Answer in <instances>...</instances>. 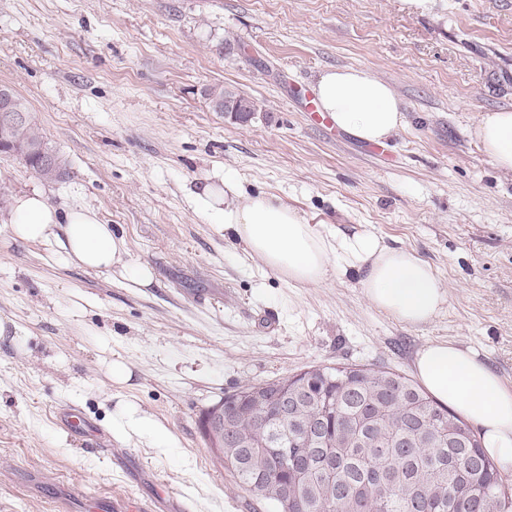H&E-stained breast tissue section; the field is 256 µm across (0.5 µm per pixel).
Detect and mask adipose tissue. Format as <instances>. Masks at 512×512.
Segmentation results:
<instances>
[{
    "instance_id": "1",
    "label": "adipose tissue",
    "mask_w": 512,
    "mask_h": 512,
    "mask_svg": "<svg viewBox=\"0 0 512 512\" xmlns=\"http://www.w3.org/2000/svg\"><path fill=\"white\" fill-rule=\"evenodd\" d=\"M321 109L337 128L380 143L405 124L395 91L366 70L336 67L315 86ZM474 135L504 173L512 174V110L479 115ZM202 215L294 288L318 287L337 274H361V285L377 310L408 325L431 321L443 309L447 291L432 266L414 250L385 245L369 233L331 232L308 223L279 197L249 192L233 175L205 182L196 194ZM13 235L24 242L48 240L63 231L66 260L92 270L111 268L125 249L111 225L84 208L58 214L43 193L14 197ZM415 374L426 389L476 425L488 455L512 471V388L477 354L448 341L425 344L416 354Z\"/></svg>"
}]
</instances>
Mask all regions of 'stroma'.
I'll use <instances>...</instances> for the list:
<instances>
[{"instance_id":"35a3bbf8","label":"stroma","mask_w":512,"mask_h":512,"mask_svg":"<svg viewBox=\"0 0 512 512\" xmlns=\"http://www.w3.org/2000/svg\"><path fill=\"white\" fill-rule=\"evenodd\" d=\"M329 67L388 82L406 123L384 154L312 126L301 93ZM0 84L24 97L66 174L0 154V512H270L205 446L201 415L246 384L312 366L413 377L417 350L448 340L512 385V175L472 134L512 110V0H0ZM221 86L257 107L214 111ZM226 172L310 223L413 248L447 293L408 326L368 302L358 276L293 288L196 212ZM41 191L122 234L111 272L15 239L8 203ZM147 266L149 286L132 269ZM132 376L110 382L103 362ZM133 401L174 440L116 436ZM74 408L92 424L58 423ZM126 464L118 466L114 458Z\"/></svg>"}]
</instances>
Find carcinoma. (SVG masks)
I'll return each mask as SVG.
<instances>
[{"label":"carcinoma","mask_w":512,"mask_h":512,"mask_svg":"<svg viewBox=\"0 0 512 512\" xmlns=\"http://www.w3.org/2000/svg\"><path fill=\"white\" fill-rule=\"evenodd\" d=\"M38 150L25 162L41 178L62 176L59 157L32 121L9 131ZM241 419L252 447L229 448L226 465L259 500L283 512L282 491L303 473L301 504L288 512H448L476 486L494 512H512V484L501 477L472 427L411 379L359 365L322 368L321 385L300 414L280 416L279 402Z\"/></svg>","instance_id":"cac0c4a2"}]
</instances>
